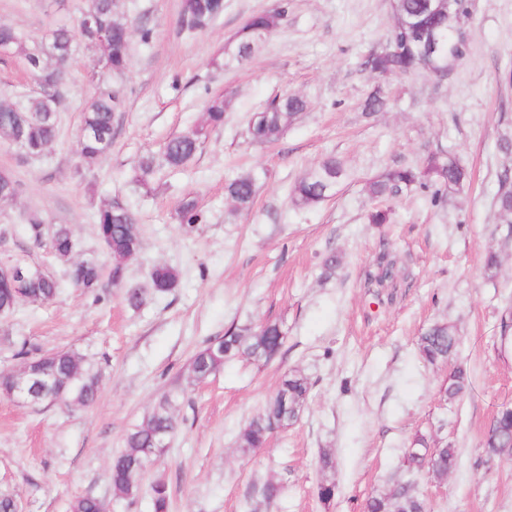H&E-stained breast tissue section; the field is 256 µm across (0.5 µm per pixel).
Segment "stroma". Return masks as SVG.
Masks as SVG:
<instances>
[{
  "label": "stroma",
  "instance_id": "35a3bbf8",
  "mask_svg": "<svg viewBox=\"0 0 512 512\" xmlns=\"http://www.w3.org/2000/svg\"><path fill=\"white\" fill-rule=\"evenodd\" d=\"M181 0H115L132 25L125 70V106L111 149L82 160L75 154L82 114L95 94L89 74L96 52L76 42L66 74L59 135L42 158L27 157L0 139V171L20 184L0 202V262L21 259L59 283L55 300L20 303L0 319V372H12L14 344L68 347L102 376L88 408L33 406L0 396V490L14 493L22 512H69L80 495L107 512H152L150 486L167 484L170 512H363L366 500L394 483L412 482L429 512H512V460L488 459L483 441L497 410L512 406V337L501 318L512 312V243L499 234L494 198L512 154L498 142L512 135V0H471L463 57L447 80L426 71L375 76L362 63L387 43L390 0H224L205 30H181ZM286 5L281 26L248 60L238 61L230 37L252 14ZM87 0H0V24L26 43L72 23ZM153 30L142 41L138 28ZM389 101L366 117L374 88ZM22 55L0 60V100L33 94ZM303 96L307 109L271 144L254 143L248 125L276 97ZM229 105L195 158L176 171L136 182L141 156L158 153L172 135L199 123L215 95ZM453 153L471 183L452 202L430 189L385 201L392 221L372 224L375 203L365 181L397 165L420 166ZM342 158L348 175L325 202L299 208L289 198L297 178L324 157ZM248 174L258 193L251 210L224 197L225 180ZM191 196L204 223L180 224L177 207ZM137 215L142 250L127 276L147 285L148 271L168 265L177 287L137 310L120 294L79 292L66 262L29 239V220L65 224L74 257L109 264L95 224L102 201ZM389 249L394 273L367 286L377 258ZM498 250L488 276L484 257ZM342 257L335 278L321 280L329 252ZM279 323L285 343L262 364L225 363L207 380L189 377L193 353L235 326ZM460 338L448 362L425 365L418 337L436 323ZM464 368L466 394L443 401L449 373ZM311 382L299 419L274 432L266 447L244 454L236 434L260 412L289 371ZM178 389V430L153 462L134 502L113 499L109 466L126 433L169 390ZM430 447L451 445L458 467L437 479L412 473L404 455L415 434ZM336 460V496H317L321 451ZM274 480L283 492L265 503L257 489Z\"/></svg>",
  "mask_w": 512,
  "mask_h": 512
}]
</instances>
